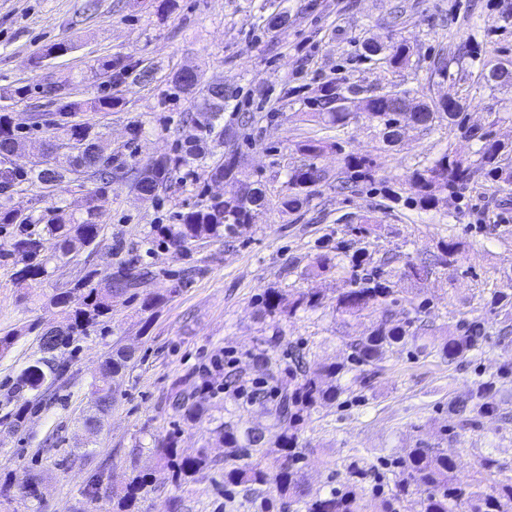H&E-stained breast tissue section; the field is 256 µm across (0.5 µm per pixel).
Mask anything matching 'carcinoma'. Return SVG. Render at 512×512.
I'll use <instances>...</instances> for the list:
<instances>
[{
	"label": "carcinoma",
	"mask_w": 512,
	"mask_h": 512,
	"mask_svg": "<svg viewBox=\"0 0 512 512\" xmlns=\"http://www.w3.org/2000/svg\"><path fill=\"white\" fill-rule=\"evenodd\" d=\"M365 47L380 55L378 61L389 68L401 69L409 64L411 50L405 43H392L387 53L373 42ZM92 77L99 79L108 75L112 84L118 86L130 77L148 80L151 71H140L122 59L95 61L89 66ZM479 79L488 85L505 84L512 80V70L494 64L481 69ZM198 82L187 81L175 74L172 78L173 94L190 97L198 93ZM43 93L51 98L55 113L70 115L75 112H110L120 100L109 95L96 96L84 102L71 99L65 85L50 83ZM198 112L188 113L186 127H205L214 130V122L224 111L225 94L207 90ZM321 109L310 113L314 120L320 119L332 126L342 127L355 112H348L342 103L357 101L360 113L375 126L381 128L383 141L395 144L404 129L427 130L446 120L456 124L461 104L454 105L440 99L417 104L418 110L409 114V103L405 97L380 91L366 94L357 84L348 86L325 85L320 89ZM464 133L478 137L481 142L474 159H462L451 148L439 152L429 164L412 170L408 185L412 196L408 204L422 210H433L458 197L479 181L496 184L500 188L512 185V146L491 137L466 129ZM53 138L84 140L86 147L80 154L69 153L65 160L54 154V144H48L45 167L31 173H19L9 167H0V195L8 196L21 182H31L45 189L49 184H61L67 174H86L97 186L85 197V206L79 212H70L64 207H52V214L40 233L28 231L27 218L13 208L0 203V225H18L9 242V248L0 250V258L18 257L23 266L16 272L17 285L28 291L40 283L47 274L48 257L43 255V236L54 241L55 256L65 257L76 247L94 248L99 244L102 225L98 222L101 201L112 191V183L120 181L139 192L142 199L153 201L158 193L171 186L173 180L188 166L195 156L193 140H187L184 154L159 155L149 158L144 164L113 167L112 154L101 145L100 132L85 123L53 124ZM22 137L18 126L9 114L0 115V156H7L21 147ZM235 152L230 149L224 163L208 172L213 178L221 176L235 181L244 196L228 198L212 197L201 208L191 209L179 215L175 224H158L154 232L161 244L180 247L187 241L221 240L240 234L254 218V206L265 201L263 189L238 171L234 162ZM346 181L356 184L373 179V162L365 157L348 155L344 159ZM327 179V173L313 163L293 165L288 168L289 194L282 200V207L296 209L314 187ZM459 251L456 241L450 239L440 243L437 252L426 261L409 263L402 272L377 269L360 276L355 273L362 255L350 258L336 257V273L347 280L348 287L336 296L333 307L336 318L345 323L361 317H375L366 336H344L343 345L348 351L341 362L322 364L308 368L300 374H291L288 385L269 373L272 357L263 353L255 359V365L263 369L262 376L252 380L251 385L241 389L251 405L266 408L274 417L279 431L274 437L263 429L246 425L242 416L229 419L220 425L224 444V483L241 487L253 499L260 501L261 512L279 507L282 512H367L364 498L359 493L370 470L353 460L348 465L349 485L336 488L326 494H313L301 475L302 463L306 459L305 449L298 447V425L320 408L335 401L339 396L351 393L355 388H364L381 369L387 354L394 348L409 346L417 355L439 357L450 363L473 357L482 351L484 328L480 321L465 317L444 331L440 340L427 335L422 314L427 303L410 301L402 306L394 278L424 275L430 268L446 266ZM143 274L131 264H122L112 275L97 278L90 271L73 288L60 289L51 298L59 308L62 320L55 327V347L66 351L77 339L88 336L90 328L112 316V302L122 298L132 289L143 287ZM324 306V297L316 291H298L285 295L278 290L264 294L260 303L262 314L279 319H290L298 313L315 311ZM489 311L502 317L503 333H512V292L496 291L486 302ZM132 360L130 350L119 347L112 351L102 365L104 377L99 384H91L88 408L84 425L89 433L97 430L98 415L112 408L115 388L112 383L121 378ZM67 372V366L59 362L51 350L37 349L13 379V393L18 397L14 409L6 414V421L15 432L22 431L35 408L34 400L45 397L58 385ZM494 381L478 379L473 382L466 397L449 404L448 411L460 416L459 427H475L486 418L496 417L501 404L493 397ZM180 399L179 407L183 419L196 422L205 414L199 403H188ZM158 463L172 472V477L181 482L193 479L209 466L205 450L187 452L178 447L173 437L161 442ZM395 471L387 478V491L381 497L378 512H512V478L487 480L503 470L500 460L491 452L479 455L471 476L462 479L457 474L453 457L444 449L418 440L405 454L394 459ZM36 479L13 484H0V497L18 493L24 497L34 495L28 485ZM149 485L148 474H138L124 485L112 490L115 512H134L142 493ZM275 487L279 493V504L265 497L268 488Z\"/></svg>",
	"instance_id": "1"
}]
</instances>
